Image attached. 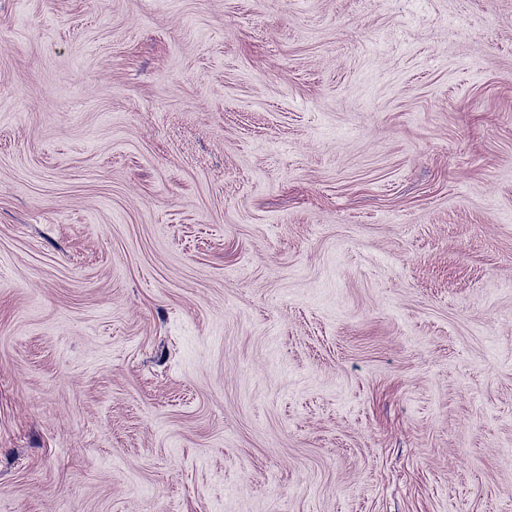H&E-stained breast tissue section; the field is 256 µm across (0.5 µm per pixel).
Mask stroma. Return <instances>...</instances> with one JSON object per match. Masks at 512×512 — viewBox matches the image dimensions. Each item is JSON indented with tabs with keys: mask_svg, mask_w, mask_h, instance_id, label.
Instances as JSON below:
<instances>
[{
	"mask_svg": "<svg viewBox=\"0 0 512 512\" xmlns=\"http://www.w3.org/2000/svg\"><path fill=\"white\" fill-rule=\"evenodd\" d=\"M0 512H512V0H0Z\"/></svg>",
	"mask_w": 512,
	"mask_h": 512,
	"instance_id": "stroma-1",
	"label": "stroma"
}]
</instances>
